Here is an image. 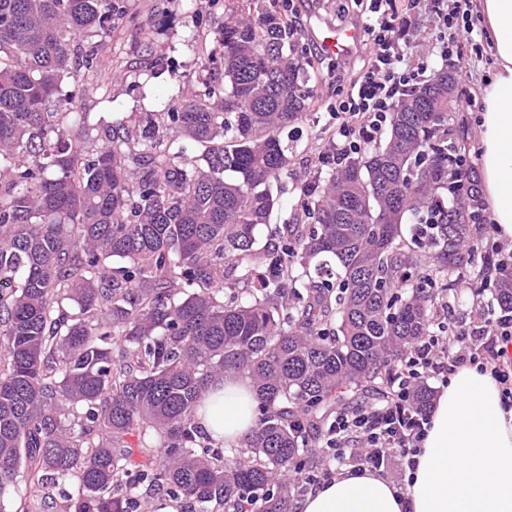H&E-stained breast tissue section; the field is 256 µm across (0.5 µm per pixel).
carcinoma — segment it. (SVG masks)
<instances>
[{"instance_id": "carcinoma-1", "label": "carcinoma", "mask_w": 512, "mask_h": 512, "mask_svg": "<svg viewBox=\"0 0 512 512\" xmlns=\"http://www.w3.org/2000/svg\"><path fill=\"white\" fill-rule=\"evenodd\" d=\"M242 10L191 97L96 128L66 80L97 70L126 0H0V512H43L47 490L56 512H139L154 493L294 512L309 431L491 264L469 189L448 181L464 138H448L446 67L260 242L288 209L309 62L279 0ZM495 299L512 310V271ZM232 372L259 407L246 463L195 422Z\"/></svg>"}]
</instances>
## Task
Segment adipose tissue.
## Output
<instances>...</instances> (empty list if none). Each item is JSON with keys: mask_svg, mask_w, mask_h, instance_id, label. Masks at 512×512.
Wrapping results in <instances>:
<instances>
[{"mask_svg": "<svg viewBox=\"0 0 512 512\" xmlns=\"http://www.w3.org/2000/svg\"><path fill=\"white\" fill-rule=\"evenodd\" d=\"M494 72L475 113L483 198L500 240L512 244V0H478ZM248 378L231 373L210 391L196 422L233 446L255 426ZM297 512H512V409L490 373L460 369L439 395L407 497L369 473L336 479Z\"/></svg>", "mask_w": 512, "mask_h": 512, "instance_id": "1", "label": "adipose tissue"}]
</instances>
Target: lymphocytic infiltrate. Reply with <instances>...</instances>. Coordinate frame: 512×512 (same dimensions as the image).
Instances as JSON below:
<instances>
[{
  "label": "lymphocytic infiltrate",
  "instance_id": "obj_1",
  "mask_svg": "<svg viewBox=\"0 0 512 512\" xmlns=\"http://www.w3.org/2000/svg\"><path fill=\"white\" fill-rule=\"evenodd\" d=\"M473 0H432L431 9L448 31L441 56L468 59L474 46L470 22ZM411 0H370L358 15L366 39L358 56L362 62L354 80L342 92L339 110L344 119L328 148L320 151V166L344 164L366 144L376 141L395 104L415 87L422 64L400 44L412 27ZM470 365L490 371L512 404V313L487 319L472 331L438 328L419 337L404 361L390 374L377 403L358 402L337 411L320 440L331 460L321 469H298L293 474L296 497H304L348 472L395 473L406 477L416 466L414 456L430 424V413L415 407L411 390L429 378L447 379L457 368Z\"/></svg>",
  "mask_w": 512,
  "mask_h": 512
}]
</instances>
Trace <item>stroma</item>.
<instances>
[{"mask_svg":"<svg viewBox=\"0 0 512 512\" xmlns=\"http://www.w3.org/2000/svg\"><path fill=\"white\" fill-rule=\"evenodd\" d=\"M127 7V18L102 44L99 72L75 79L81 109L92 124L176 105L199 83L204 45L216 44L225 17L240 12L238 0H127ZM308 85L310 112L297 125L300 140L284 193L292 205L328 143L335 125L331 114L340 100L324 66L310 68Z\"/></svg>","mask_w":512,"mask_h":512,"instance_id":"1","label":"stroma"}]
</instances>
